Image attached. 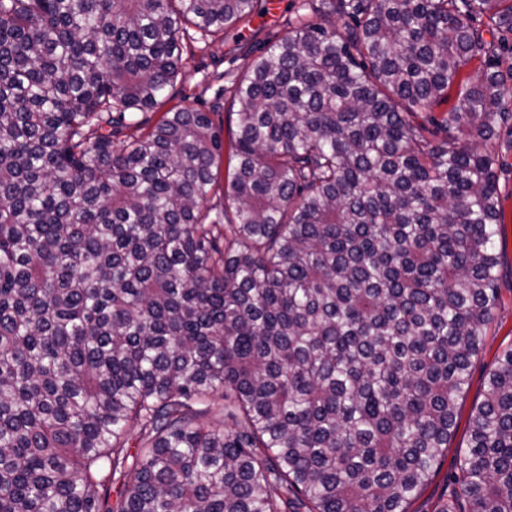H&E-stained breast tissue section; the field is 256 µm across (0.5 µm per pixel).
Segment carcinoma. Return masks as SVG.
Instances as JSON below:
<instances>
[{
  "instance_id": "1",
  "label": "carcinoma",
  "mask_w": 512,
  "mask_h": 512,
  "mask_svg": "<svg viewBox=\"0 0 512 512\" xmlns=\"http://www.w3.org/2000/svg\"><path fill=\"white\" fill-rule=\"evenodd\" d=\"M254 12L0 0V512H409L434 478L499 300L512 0H300L229 141L162 110L181 40ZM468 430L443 512H512V346Z\"/></svg>"
}]
</instances>
